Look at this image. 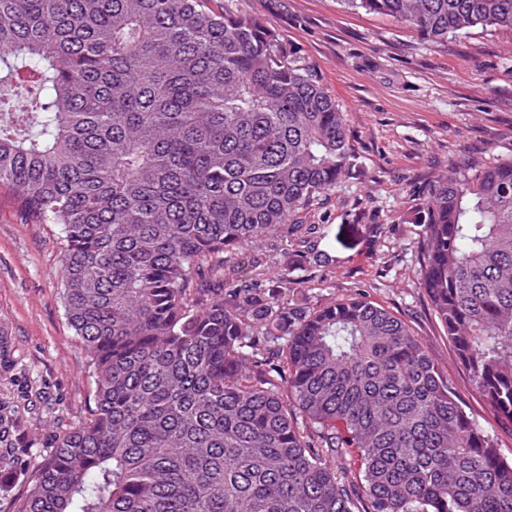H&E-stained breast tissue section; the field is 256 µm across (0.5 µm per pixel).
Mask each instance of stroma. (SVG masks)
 Here are the masks:
<instances>
[{
	"instance_id": "obj_1",
	"label": "stroma",
	"mask_w": 512,
	"mask_h": 512,
	"mask_svg": "<svg viewBox=\"0 0 512 512\" xmlns=\"http://www.w3.org/2000/svg\"><path fill=\"white\" fill-rule=\"evenodd\" d=\"M273 28L343 112L354 160L335 189L306 209V247L274 252L297 299L316 307L362 296L406 322L444 369L468 412L512 454L499 426L434 318L419 285L416 209L432 181L471 156H512V28H477L433 45L391 17L346 10L340 0H224ZM62 241L0 187V399L21 406L24 446L0 512H14L27 470L44 456L28 440L65 431L94 405L88 356L62 301Z\"/></svg>"
}]
</instances>
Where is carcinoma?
<instances>
[{
  "label": "carcinoma",
  "mask_w": 512,
  "mask_h": 512,
  "mask_svg": "<svg viewBox=\"0 0 512 512\" xmlns=\"http://www.w3.org/2000/svg\"><path fill=\"white\" fill-rule=\"evenodd\" d=\"M432 44L512 0H341ZM346 120L276 32L218 0H0V185L59 226L64 312L95 377L16 512H512V458L409 326L310 307L246 247L352 165ZM420 288L512 429V157L431 184ZM19 410L0 400V464Z\"/></svg>",
  "instance_id": "obj_1"
}]
</instances>
